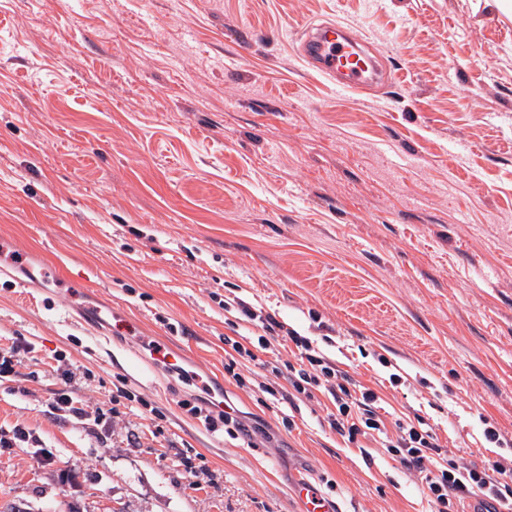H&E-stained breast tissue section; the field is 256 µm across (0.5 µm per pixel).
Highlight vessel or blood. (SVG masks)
<instances>
[{
  "instance_id": "vessel-or-blood-1",
  "label": "vessel or blood",
  "mask_w": 512,
  "mask_h": 512,
  "mask_svg": "<svg viewBox=\"0 0 512 512\" xmlns=\"http://www.w3.org/2000/svg\"><path fill=\"white\" fill-rule=\"evenodd\" d=\"M302 51L311 64L335 81L340 92L359 86L376 65L375 57L362 49L360 40L333 21L308 27ZM295 489L303 512H341L337 502L325 497L309 479H299Z\"/></svg>"
}]
</instances>
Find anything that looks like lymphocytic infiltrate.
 Masks as SVG:
<instances>
[{"label":"lymphocytic infiltrate","instance_id":"f902f5d3","mask_svg":"<svg viewBox=\"0 0 512 512\" xmlns=\"http://www.w3.org/2000/svg\"><path fill=\"white\" fill-rule=\"evenodd\" d=\"M239 311L247 320H260L263 333L257 338L256 348L232 342L234 352L224 365L227 374H234L240 361L254 360L255 349H269L280 323L275 316H257L246 301H239ZM296 347L302 348L305 362L300 368H289L287 380L294 392L313 398L315 392L328 393L336 406L329 425L348 442L358 438L380 437L381 445L390 452H401V460L408 470L418 474L429 502L436 512H447L452 502L477 501L486 512H512V501L501 492L505 480H512V465L499 461H484L456 465L448 460L438 437L426 423L396 422L395 435H388L385 423L376 415L374 405L377 394L363 389L360 397H353L350 390L338 380L334 364L312 352L306 338L293 336Z\"/></svg>","mask_w":512,"mask_h":512}]
</instances>
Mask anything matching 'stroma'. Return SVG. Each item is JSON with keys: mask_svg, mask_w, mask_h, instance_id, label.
I'll use <instances>...</instances> for the list:
<instances>
[{"mask_svg": "<svg viewBox=\"0 0 512 512\" xmlns=\"http://www.w3.org/2000/svg\"><path fill=\"white\" fill-rule=\"evenodd\" d=\"M338 21L382 61L340 93L299 32ZM0 512H302L309 474L344 512H428L396 453L291 427L258 382L292 341L384 421L421 417L457 463L512 461V18L493 0H0ZM111 308V337L66 322ZM179 353L164 373L148 348ZM75 373L64 381L62 370ZM223 389L251 439L189 401ZM86 402L59 410L61 394ZM496 429L492 443L484 432ZM239 308V312L241 315L246 318L247 320L254 321L257 319V317L260 319L261 322V328L264 335H259L257 337V346L252 342L249 341V344H251L253 347H258L263 350H267L271 346L270 338L275 340L276 336H274V333H276V329L279 330L283 329V325L276 320L275 316L271 314H266L264 316H258L250 307L249 303L244 301L243 299L239 298V302L237 303ZM190 410L194 415H201L203 413L205 424L208 430L212 432L218 431L220 427H224L225 431L227 430V432L231 433H235V430L241 431L243 429V424L233 417L231 412L226 410L213 413L206 409L203 410L198 406H193Z\"/></svg>", "mask_w": 512, "mask_h": 512, "instance_id": "35a3bbf8", "label": "stroma"}]
</instances>
